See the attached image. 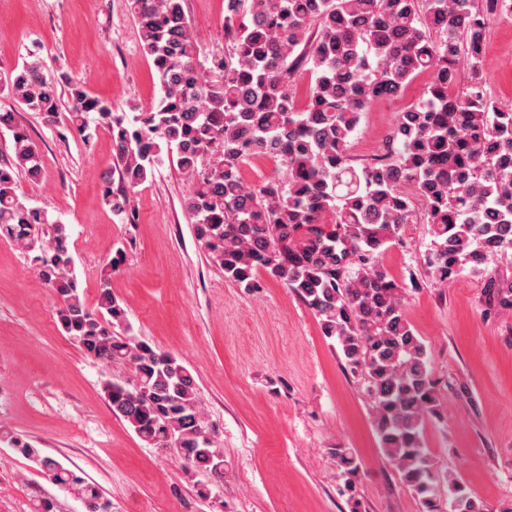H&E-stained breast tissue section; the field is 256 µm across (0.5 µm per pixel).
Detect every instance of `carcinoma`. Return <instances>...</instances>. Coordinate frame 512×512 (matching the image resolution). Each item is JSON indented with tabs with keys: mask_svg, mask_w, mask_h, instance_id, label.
I'll return each mask as SVG.
<instances>
[{
	"mask_svg": "<svg viewBox=\"0 0 512 512\" xmlns=\"http://www.w3.org/2000/svg\"><path fill=\"white\" fill-rule=\"evenodd\" d=\"M503 5L224 0L229 46L206 65L184 0H131L160 97L130 118L37 58L0 73V92L46 124L57 123L66 94L69 126L84 143L98 128L109 129L128 188H105V203L118 216L162 152L175 157L191 181L183 206L209 261L248 293L261 288L263 273L314 313L345 367L361 378L383 455L422 512L483 509L457 474L441 473L427 454L425 427L438 416L427 348L406 317L403 288L378 256L418 204L432 224L426 264L438 282L466 269L480 273L512 251V110L498 107L481 81L488 25ZM296 64L314 75L301 108L289 81ZM426 72L424 95L398 113L386 153L354 166L348 151L363 113L400 98ZM465 78L466 91L455 92ZM0 131L10 134L11 150L0 164V238L30 247L45 231L37 273L60 301L61 331L86 355L126 364L133 373L131 383L105 385L112 413L143 441L176 449L186 469L223 478V453L206 435L193 374L173 355L115 333L126 311L108 278L96 308L86 307L73 276L69 225L16 193L18 174L42 178L38 147L12 112H0ZM255 157L278 162L284 177L246 184L241 165ZM486 291L498 310L512 311V279L491 277ZM9 442L60 490L112 512L97 485L28 442ZM332 457L351 512H359L360 463L349 448L332 449ZM442 482L443 501L436 493Z\"/></svg>",
	"mask_w": 512,
	"mask_h": 512,
	"instance_id": "cac0c4a2",
	"label": "carcinoma"
}]
</instances>
